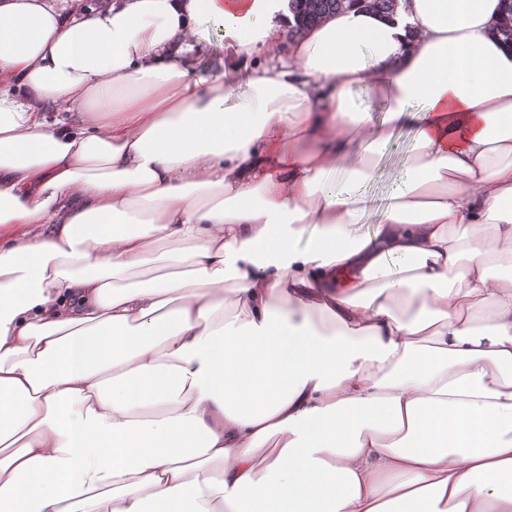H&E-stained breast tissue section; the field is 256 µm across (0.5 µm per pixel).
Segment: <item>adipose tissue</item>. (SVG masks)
<instances>
[{
	"label": "adipose tissue",
	"instance_id": "1",
	"mask_svg": "<svg viewBox=\"0 0 512 512\" xmlns=\"http://www.w3.org/2000/svg\"><path fill=\"white\" fill-rule=\"evenodd\" d=\"M501 9L0 0V512H512ZM356 3H364L365 6L385 16L393 15L398 6V0H289V5L294 13L295 25L283 34L282 41L286 42L291 38L288 34L293 37L297 36L321 19L334 15ZM223 31L217 27L214 31V52L209 57L200 58L195 61V71L210 81H226L228 79L227 72L228 60L224 56V39Z\"/></svg>",
	"mask_w": 512,
	"mask_h": 512
}]
</instances>
